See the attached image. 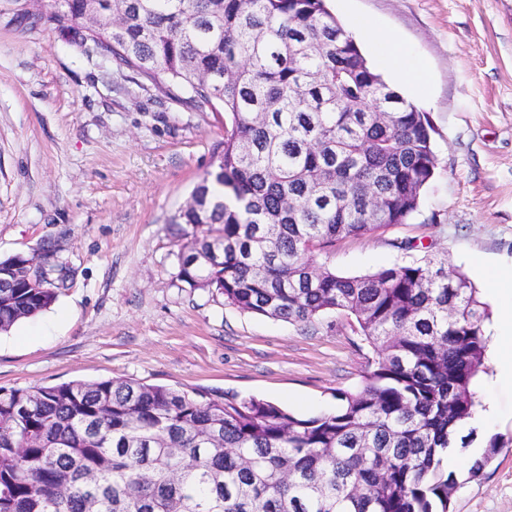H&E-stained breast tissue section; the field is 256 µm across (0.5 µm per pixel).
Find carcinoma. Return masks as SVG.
Returning <instances> with one entry per match:
<instances>
[{
    "label": "carcinoma",
    "instance_id": "obj_1",
    "mask_svg": "<svg viewBox=\"0 0 512 512\" xmlns=\"http://www.w3.org/2000/svg\"><path fill=\"white\" fill-rule=\"evenodd\" d=\"M41 20L224 111L217 165L175 219L193 229L177 279L301 328L351 316L376 359L311 416L133 378L0 388V512H449L448 449L470 444L488 305L444 257L356 276L315 260L420 214L438 174L428 113L327 0H53ZM0 267L7 332L58 286L26 256Z\"/></svg>",
    "mask_w": 512,
    "mask_h": 512
}]
</instances>
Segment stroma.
I'll use <instances>...</instances> for the list:
<instances>
[{
	"label": "stroma",
	"mask_w": 512,
	"mask_h": 512,
	"mask_svg": "<svg viewBox=\"0 0 512 512\" xmlns=\"http://www.w3.org/2000/svg\"><path fill=\"white\" fill-rule=\"evenodd\" d=\"M51 0H0V259L56 247L69 278L54 304L0 333V387L137 378L255 396L300 415L335 410L375 354L347 316L303 330L226 305L177 277L187 225L173 218L224 140L223 113L194 110L102 50L85 53L41 22ZM397 38L423 68L415 105L435 129L439 174L420 217L338 241L355 276L447 257L490 309L512 271V0H328ZM409 249H402V242ZM486 354L473 390L497 415L457 451L466 476L488 440L505 446L453 512H512V381Z\"/></svg>",
	"instance_id": "1"
}]
</instances>
